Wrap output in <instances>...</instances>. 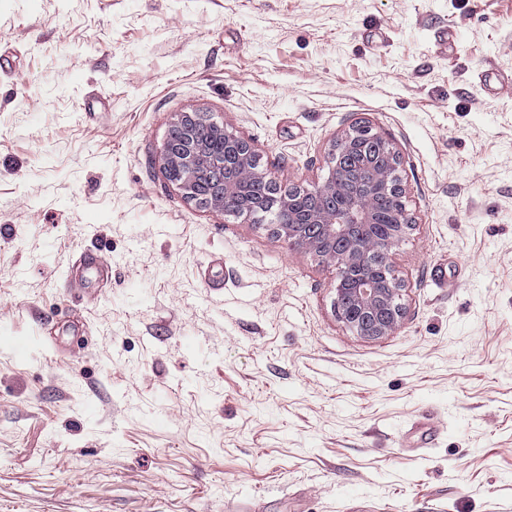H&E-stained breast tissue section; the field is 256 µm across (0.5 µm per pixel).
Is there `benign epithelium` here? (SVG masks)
<instances>
[{"label":"benign epithelium","instance_id":"benign-epithelium-1","mask_svg":"<svg viewBox=\"0 0 512 512\" xmlns=\"http://www.w3.org/2000/svg\"><path fill=\"white\" fill-rule=\"evenodd\" d=\"M207 126L204 114H180L161 153L166 178L188 199L244 221L253 218L254 212L236 205L241 186L257 182L275 189L280 206L268 223L289 245L312 252L336 269L335 308L341 321L367 340L391 335L407 314L391 255L414 227L399 174L401 158L392 144L369 123H354L334 141L325 180L308 188L285 187L259 166L249 140L223 126L218 130L224 135V147L213 150L202 135ZM374 144L380 145L382 160L363 179L349 170L347 158ZM203 173L211 175L208 194H191V185ZM383 195L400 203L402 211L384 238L375 242L371 228Z\"/></svg>","mask_w":512,"mask_h":512}]
</instances>
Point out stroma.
<instances>
[{"label": "stroma", "mask_w": 512, "mask_h": 512, "mask_svg": "<svg viewBox=\"0 0 512 512\" xmlns=\"http://www.w3.org/2000/svg\"><path fill=\"white\" fill-rule=\"evenodd\" d=\"M500 75L512 0H0V512H512ZM183 112L300 186L354 121L394 144V334L167 180Z\"/></svg>", "instance_id": "35a3bbf8"}]
</instances>
